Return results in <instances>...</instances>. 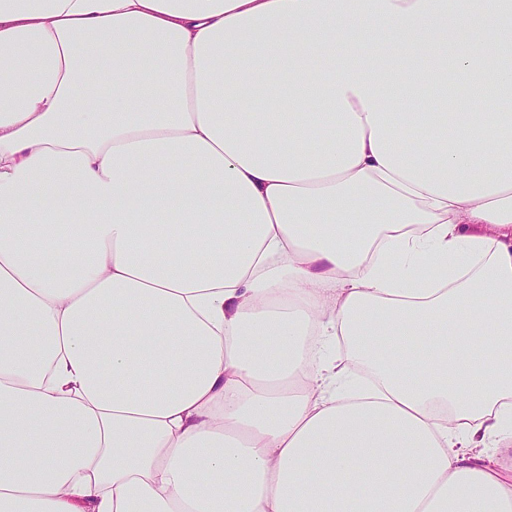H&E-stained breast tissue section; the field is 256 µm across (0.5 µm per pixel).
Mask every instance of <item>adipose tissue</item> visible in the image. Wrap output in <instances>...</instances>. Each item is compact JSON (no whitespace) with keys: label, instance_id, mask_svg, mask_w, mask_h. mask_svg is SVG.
Here are the masks:
<instances>
[{"label":"adipose tissue","instance_id":"obj_1","mask_svg":"<svg viewBox=\"0 0 512 512\" xmlns=\"http://www.w3.org/2000/svg\"><path fill=\"white\" fill-rule=\"evenodd\" d=\"M0 512H512V0H0Z\"/></svg>","mask_w":512,"mask_h":512}]
</instances>
